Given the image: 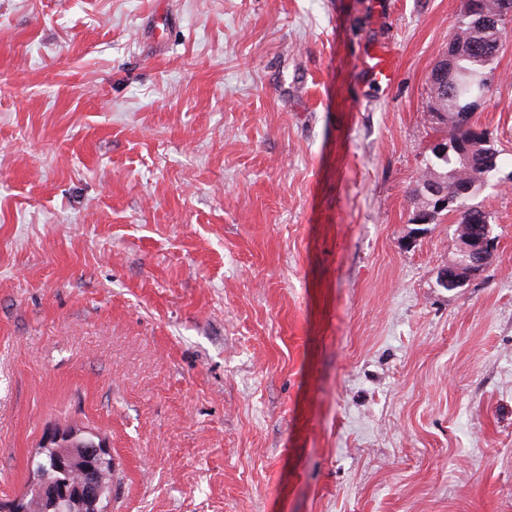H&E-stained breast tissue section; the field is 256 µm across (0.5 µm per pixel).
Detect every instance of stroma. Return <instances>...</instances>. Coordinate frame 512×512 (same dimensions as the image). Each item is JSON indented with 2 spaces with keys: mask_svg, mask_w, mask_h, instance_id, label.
Segmentation results:
<instances>
[{
  "mask_svg": "<svg viewBox=\"0 0 512 512\" xmlns=\"http://www.w3.org/2000/svg\"><path fill=\"white\" fill-rule=\"evenodd\" d=\"M463 7L0 0V501L60 422L109 512H512V38L493 264L414 222ZM392 48L386 44L374 43L363 54L360 69L367 80L380 87L389 88L395 81L392 66Z\"/></svg>",
  "mask_w": 512,
  "mask_h": 512,
  "instance_id": "obj_1",
  "label": "stroma"
}]
</instances>
